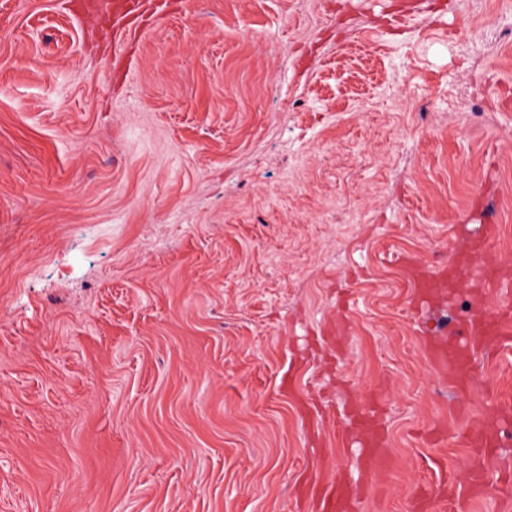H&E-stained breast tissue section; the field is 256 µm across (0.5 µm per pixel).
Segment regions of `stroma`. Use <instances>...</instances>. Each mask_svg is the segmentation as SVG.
I'll list each match as a JSON object with an SVG mask.
<instances>
[{
    "instance_id": "stroma-1",
    "label": "stroma",
    "mask_w": 512,
    "mask_h": 512,
    "mask_svg": "<svg viewBox=\"0 0 512 512\" xmlns=\"http://www.w3.org/2000/svg\"><path fill=\"white\" fill-rule=\"evenodd\" d=\"M71 3L0 0V512H512V348L449 385L408 267L487 198L512 264V0ZM471 441L477 444L478 446L485 448L482 454L481 461L479 462L478 469L475 474L471 491L472 494L488 495L492 489L486 481V475L483 472L484 467L482 464V460L493 455V448H496L497 444L492 437L484 433L474 436L473 438H471Z\"/></svg>"
}]
</instances>
